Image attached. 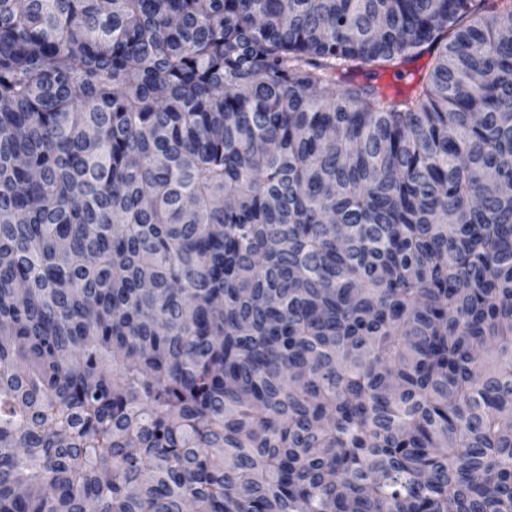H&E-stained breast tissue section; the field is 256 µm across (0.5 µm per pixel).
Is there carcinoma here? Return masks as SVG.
<instances>
[{
    "mask_svg": "<svg viewBox=\"0 0 512 512\" xmlns=\"http://www.w3.org/2000/svg\"><path fill=\"white\" fill-rule=\"evenodd\" d=\"M501 2L0 0V512H512Z\"/></svg>",
    "mask_w": 512,
    "mask_h": 512,
    "instance_id": "1",
    "label": "carcinoma"
}]
</instances>
